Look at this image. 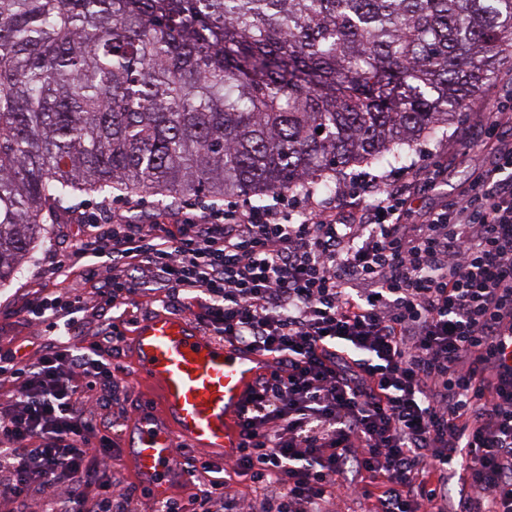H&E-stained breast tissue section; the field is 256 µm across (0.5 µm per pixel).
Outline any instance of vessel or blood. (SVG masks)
<instances>
[{
	"mask_svg": "<svg viewBox=\"0 0 512 512\" xmlns=\"http://www.w3.org/2000/svg\"><path fill=\"white\" fill-rule=\"evenodd\" d=\"M136 374L152 385L162 419L140 416L132 435L134 468L153 496L163 497L177 471V450L238 453L237 419L266 356L204 335L186 315L159 312L140 323L132 342Z\"/></svg>",
	"mask_w": 512,
	"mask_h": 512,
	"instance_id": "1",
	"label": "vessel or blood"
}]
</instances>
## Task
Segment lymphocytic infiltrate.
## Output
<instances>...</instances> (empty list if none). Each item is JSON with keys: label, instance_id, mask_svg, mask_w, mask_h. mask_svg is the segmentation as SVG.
<instances>
[{"label": "lymphocytic infiltrate", "instance_id": "1", "mask_svg": "<svg viewBox=\"0 0 512 512\" xmlns=\"http://www.w3.org/2000/svg\"><path fill=\"white\" fill-rule=\"evenodd\" d=\"M441 177L363 172L325 197L203 201L180 209L175 229L117 212L108 228L88 220L69 257L110 261L102 308L161 291L205 334L272 359L238 419L237 457L219 476L192 461L208 483L160 512H333L344 492L372 512H512V145L410 223L414 181ZM123 337L114 324L98 344L0 360L18 384L0 408V502L37 483L65 488L58 512H84L96 487V512H129L133 492L112 485V434L93 412ZM459 471L468 491L452 501Z\"/></svg>", "mask_w": 512, "mask_h": 512}]
</instances>
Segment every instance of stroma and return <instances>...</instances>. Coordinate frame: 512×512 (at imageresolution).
Here are the masks:
<instances>
[{
    "label": "stroma",
    "mask_w": 512,
    "mask_h": 512,
    "mask_svg": "<svg viewBox=\"0 0 512 512\" xmlns=\"http://www.w3.org/2000/svg\"><path fill=\"white\" fill-rule=\"evenodd\" d=\"M512 84V58H504L497 75L476 96L471 97L465 108L443 127L436 138L424 139L407 152L400 170L418 165L422 158L439 162L445 169L443 183L437 191H420L412 200L415 213L439 208L456 197L472 172L474 159L492 164L502 142H512V125L502 124L498 136L488 137L482 120L484 113L512 107V97L505 95ZM174 199H162L149 193L128 195L119 191L108 196L97 194L78 197L70 213L61 215L57 224L51 225V241L38 250L34 259L25 264L23 271L8 286L0 288V354L19 356L26 360L35 356L44 344L58 342L77 348L98 340L105 334L106 317L127 321L125 338L112 352V366L116 369L117 386L111 408L102 415L111 422L116 438L117 451L112 456V479L122 485L137 487L133 512H143L149 501L125 450V444L139 414L160 416V403L153 390L134 376L135 366L131 355V340L136 332L135 322L143 321L162 310L156 293L138 290L113 308L109 316H101L97 306L99 286L112 274L107 265L93 268L76 266L60 271V264L67 261V251L72 242L83 234V225L91 214L105 209L123 211L127 223L142 224L164 214L174 207ZM69 295L77 303L79 323L66 327L65 323L50 324L35 320L32 310L51 293Z\"/></svg>",
    "instance_id": "obj_1"
}]
</instances>
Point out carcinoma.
Returning <instances> with one entry per match:
<instances>
[{"label":"carcinoma","mask_w":512,"mask_h":512,"mask_svg":"<svg viewBox=\"0 0 512 512\" xmlns=\"http://www.w3.org/2000/svg\"><path fill=\"white\" fill-rule=\"evenodd\" d=\"M509 53L512 0H0V287L81 194L400 163Z\"/></svg>","instance_id":"cac0c4a2"}]
</instances>
